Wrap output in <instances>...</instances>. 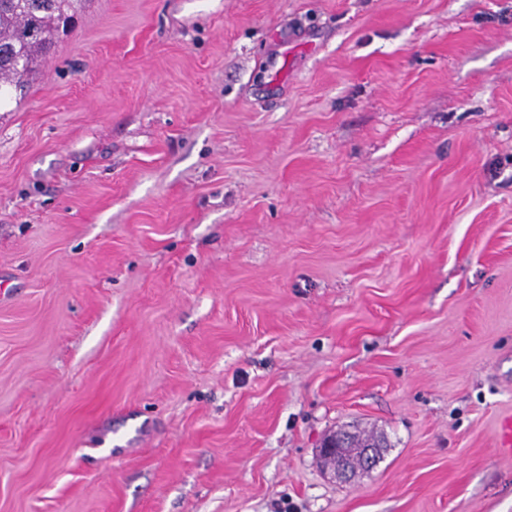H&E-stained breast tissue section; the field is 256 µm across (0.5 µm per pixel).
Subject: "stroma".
<instances>
[{
    "mask_svg": "<svg viewBox=\"0 0 512 512\" xmlns=\"http://www.w3.org/2000/svg\"><path fill=\"white\" fill-rule=\"evenodd\" d=\"M507 416L512 0H78L0 107V512H512ZM350 439L352 440L351 446L354 448H360L359 457L362 460V466L364 469H372L379 461V448H364L371 445L381 444L383 446L384 441L378 439L373 432L366 430H356L351 432ZM347 446V443L340 438L331 436L322 441L320 448H318V453L326 459L332 461L335 459L338 477L350 481L356 476L358 473L357 469H360V467H358V465L351 467L345 462V459L349 455H352L348 452ZM326 459H324V461L328 462Z\"/></svg>",
    "mask_w": 512,
    "mask_h": 512,
    "instance_id": "35a3bbf8",
    "label": "stroma"
}]
</instances>
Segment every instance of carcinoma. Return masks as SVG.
I'll use <instances>...</instances> for the list:
<instances>
[{
    "label": "carcinoma",
    "mask_w": 512,
    "mask_h": 512,
    "mask_svg": "<svg viewBox=\"0 0 512 512\" xmlns=\"http://www.w3.org/2000/svg\"><path fill=\"white\" fill-rule=\"evenodd\" d=\"M78 0H0V91L26 89L60 35L70 31ZM351 446L384 444L356 430Z\"/></svg>",
    "instance_id": "obj_1"
}]
</instances>
